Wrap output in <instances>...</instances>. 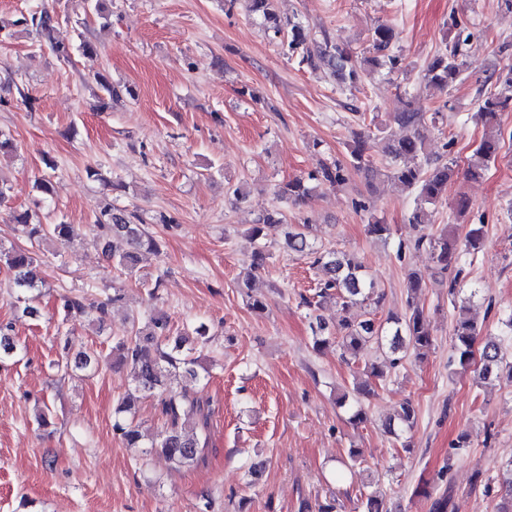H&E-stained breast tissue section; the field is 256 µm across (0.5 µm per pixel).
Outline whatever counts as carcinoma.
I'll list each match as a JSON object with an SVG mask.
<instances>
[{
	"instance_id": "1",
	"label": "carcinoma",
	"mask_w": 512,
	"mask_h": 512,
	"mask_svg": "<svg viewBox=\"0 0 512 512\" xmlns=\"http://www.w3.org/2000/svg\"><path fill=\"white\" fill-rule=\"evenodd\" d=\"M230 6L240 5L246 15L256 21L271 40L285 45L291 56H297L299 62L310 68L324 69L338 84L352 86L359 80V70L365 64L383 66L395 63L396 59L388 54L395 39L393 28L388 25L377 26L372 34V47L375 56L361 61L354 59L352 53L342 46L326 39L322 42L308 38L302 25L295 21L284 20L277 13L276 0H228ZM31 26L37 35L48 42L62 57H69L68 49L55 42L54 18L47 12L31 15ZM470 36L460 30L447 52L437 56L427 67L426 79L432 85L444 89L457 81L467 62L463 60L460 48L468 44ZM101 95L98 96L100 107L107 102L119 101L130 90L109 82L105 77H98ZM496 91L482 99L479 116L484 120L487 132L474 148L466 169L470 179L481 177L488 166L495 162L499 150L496 138L498 112L512 101V69L505 73L498 72L495 77ZM427 120L424 112H400L396 116L397 124L406 130L402 136L387 134L382 137L383 153L392 166V177L402 186L417 190V203L409 223L417 228L414 246L425 247L436 257L443 271L451 267L458 249L457 241L448 237L444 231L437 235L427 231L431 223L429 206L438 203L448 189V181L454 170L448 164L433 162L425 155V141L421 133ZM367 141L359 135L353 141L349 151V166L339 163L324 164L319 170L306 177H296L279 183L275 193L282 199L302 202L320 185H334L345 180L348 170L366 172ZM15 222L21 227L23 236L30 243L28 248H11L0 250V264L12 273L10 288L20 301L27 300V294L44 284L40 276L41 260L37 249L46 240L69 241L72 239V226L65 223L44 224L37 213L27 210L14 214ZM286 226V217L278 209L259 216L252 224L251 237L260 241L254 250L250 263V273L242 280L246 287H251L254 272L266 264L269 254L266 244L262 243L272 233ZM124 238L130 250L118 253L113 249L110 238ZM285 242L293 252L310 259L311 265L324 275L323 287L317 293L318 300L312 302L306 298L302 304H312L334 300L346 313L358 303L379 308L384 300V293L379 291L375 282L368 279L364 266L350 254L327 249L317 244L316 235L310 224H297L284 232ZM93 238L101 248L103 255L116 263L118 267L131 275L135 271L139 254L142 251L160 253V242L141 223L139 215L105 204L93 221ZM424 283V275L417 270L406 274V307L404 316L390 315L385 321L377 322L371 318L360 319L344 316L336 332L319 324L313 329L312 346L320 349L330 342H335L342 351L343 359L357 358L369 345L378 350H387L393 354L380 363L365 366L369 377L382 380L397 367L399 359L394 354L402 351L405 345L412 347L415 358L423 360L433 346L432 332L422 307L419 295ZM121 300L120 294L97 304H85L82 296L63 297V320L75 316L96 313V319L104 320L109 305ZM454 350L461 367L470 366L474 360V344L479 335L477 324L462 315L453 330ZM190 337L173 336L168 330L167 322L159 317L151 318L144 327L132 330L131 334L113 342L112 354L115 362L129 370L130 385L119 399L115 408L112 429L127 448L144 447L145 435L135 421V409L140 399L161 392L164 412L167 416L166 430L150 440V447L168 461L185 466L197 460L199 448L205 447L197 435L186 431L180 424L182 417L198 410V401L174 385L180 376L197 379L200 377L201 352L208 342L206 327L195 330L196 346H189ZM508 369L512 376V364L505 361L501 345L489 340L480 355L478 376L488 379L496 376L503 369ZM416 424V410L413 404L404 402L400 410L381 423L384 432L397 439L410 432ZM452 464H447L438 474L437 481H424L420 493L431 501L430 512H452V485L447 480ZM503 483L501 501L497 512H512V461L502 467ZM363 512H383V497L377 490L362 494Z\"/></svg>"
}]
</instances>
